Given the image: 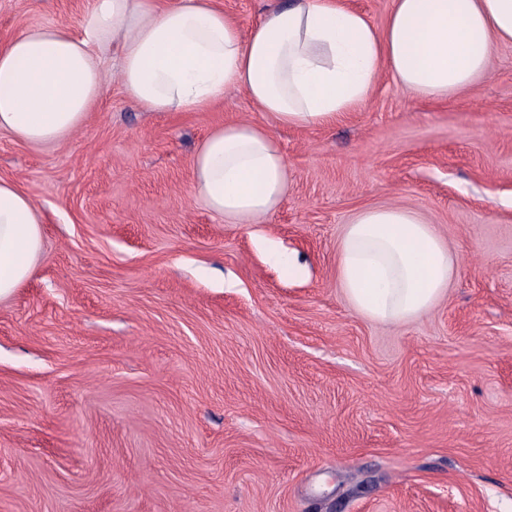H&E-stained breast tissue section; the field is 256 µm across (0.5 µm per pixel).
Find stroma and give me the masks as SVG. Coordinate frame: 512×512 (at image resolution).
<instances>
[{
    "label": "stroma",
    "instance_id": "obj_1",
    "mask_svg": "<svg viewBox=\"0 0 512 512\" xmlns=\"http://www.w3.org/2000/svg\"><path fill=\"white\" fill-rule=\"evenodd\" d=\"M89 5L0 0V41ZM105 69L62 143L0 131V178L44 235L0 303V512H512V44L460 95L383 75L299 128L241 91L152 115ZM231 121L285 157L259 223L192 190L196 148ZM382 206L436 225L459 261L432 310L393 325L336 285L344 224Z\"/></svg>",
    "mask_w": 512,
    "mask_h": 512
}]
</instances>
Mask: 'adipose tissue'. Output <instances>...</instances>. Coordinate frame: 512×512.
I'll use <instances>...</instances> for the list:
<instances>
[{"label": "adipose tissue", "mask_w": 512, "mask_h": 512, "mask_svg": "<svg viewBox=\"0 0 512 512\" xmlns=\"http://www.w3.org/2000/svg\"><path fill=\"white\" fill-rule=\"evenodd\" d=\"M78 25L0 43V131L34 146L66 140L113 53L130 101L152 113L201 112L241 90L277 125H329L363 105L384 72L413 95L445 99L486 78L495 48L512 43V0H392L380 25L341 0H283L246 34L214 0H92ZM192 188L216 215L256 222L286 193L285 159L266 127L229 122L196 149ZM42 252L36 205L0 179V302ZM456 273L435 225L408 208L362 209L338 243L337 286L378 323L422 316Z\"/></svg>", "instance_id": "obj_1"}]
</instances>
